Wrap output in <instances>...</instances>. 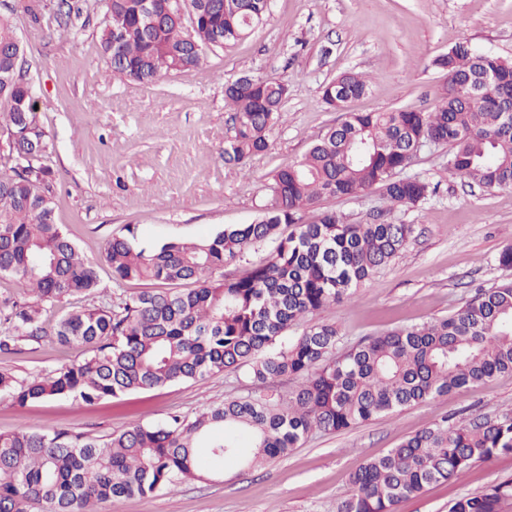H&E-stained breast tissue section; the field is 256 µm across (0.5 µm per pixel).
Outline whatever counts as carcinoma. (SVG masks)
I'll use <instances>...</instances> for the list:
<instances>
[{
    "instance_id": "cac0c4a2",
    "label": "carcinoma",
    "mask_w": 512,
    "mask_h": 512,
    "mask_svg": "<svg viewBox=\"0 0 512 512\" xmlns=\"http://www.w3.org/2000/svg\"><path fill=\"white\" fill-rule=\"evenodd\" d=\"M99 45L112 75L143 84L168 72L204 69L208 55L246 38L269 0H102ZM481 55L458 45L432 65L448 89L429 112H349L370 89L367 77L344 72L322 97L347 113L298 161L272 177V202L251 223L201 240L144 246L134 229L112 237L104 259L116 281L157 284L111 307H74L45 326L44 307L97 288L93 264L55 223L53 172L43 163L51 143L35 118L25 48L12 17L0 14V130L23 167L0 171V278L11 277L37 300L4 301L8 328L0 351L53 336L83 345L86 358L46 376L19 381L0 373V398L19 407L57 397L93 402L249 367L262 392L194 417L136 425L102 441L68 430L0 433V512H99V505L146 497L199 476L229 454L248 469L288 455L315 432H336L394 414L450 391L512 372V281L482 290L455 315L387 330L333 356L338 332L315 324L280 349L289 327L341 303L405 247L412 225L387 220L349 224L317 207L325 197L379 189L389 209L417 205L435 188L399 176L428 140L448 146V174L485 188L512 187V116L487 98L456 88ZM485 68L512 85V63L486 53ZM288 85L248 77L227 84L235 135L224 161L244 166L269 147ZM271 243L263 264L242 275L224 265L246 249ZM285 376L302 379L289 396ZM512 453V412L468 424L444 420L423 429L350 475L353 494L337 512H395L426 486L457 478L473 462ZM512 479L457 499L449 512H502Z\"/></svg>"
}]
</instances>
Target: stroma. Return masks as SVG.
Here are the masks:
<instances>
[{"label":"stroma","mask_w":512,"mask_h":512,"mask_svg":"<svg viewBox=\"0 0 512 512\" xmlns=\"http://www.w3.org/2000/svg\"><path fill=\"white\" fill-rule=\"evenodd\" d=\"M44 2L34 17L21 11V0H0V10H16L36 120L52 143L45 163L54 172L56 221L96 263L98 287L73 298L76 306L113 305L147 289L144 281H115L103 259L106 242L127 228L141 243L159 244L250 223L271 200L275 170L302 158L343 120L322 99L323 86L342 72L370 78L352 111L428 112L447 87L435 57L466 44L512 61V0H270L264 23L232 49L210 55L206 72L165 73L145 85L112 78L99 47V0L65 21L57 0ZM242 75L283 81L289 94L268 150L240 168L224 161L234 135L224 84ZM407 172L428 179L436 193L412 208H389L377 190L320 201L353 224L389 210L390 221L412 225L413 233L352 299L308 317L290 336L329 323L342 353L383 331L450 317L476 289L512 280V268L498 263L512 246V188L471 187L449 177L444 145L424 146ZM84 356L83 347L62 348L47 336L22 343L19 352H0V372L27 379ZM255 390L240 368L94 404L57 398L19 407L0 399V432L65 429L104 440ZM511 410L512 373H502L393 415L314 433L274 463L248 470L227 459L202 478L147 498L106 502L100 512H337L352 492L350 474L408 436L444 418L466 422ZM509 477L512 453L480 460L459 480L402 501L396 512H448L454 499Z\"/></svg>","instance_id":"1"}]
</instances>
